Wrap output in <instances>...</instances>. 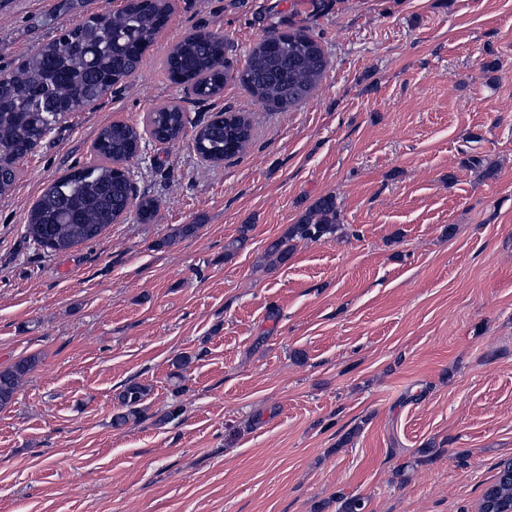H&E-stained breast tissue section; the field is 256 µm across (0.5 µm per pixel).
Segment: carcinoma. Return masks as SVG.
Wrapping results in <instances>:
<instances>
[{
    "label": "carcinoma",
    "mask_w": 512,
    "mask_h": 512,
    "mask_svg": "<svg viewBox=\"0 0 512 512\" xmlns=\"http://www.w3.org/2000/svg\"><path fill=\"white\" fill-rule=\"evenodd\" d=\"M169 15V0H126L113 14L60 26L36 53L0 74V195L18 179L23 158L65 114L83 111L137 71ZM326 67L321 47L305 31L275 32L252 50L235 78L256 102L283 110L307 98ZM164 68L172 82L192 89L197 101L216 98L229 77L224 38L208 31L193 34L172 48ZM187 122L185 109L169 103L149 113L147 127L157 141L174 144L185 136ZM141 139V133L125 123L103 127L93 143L98 162L68 169L47 188L30 211L29 238L46 250L64 252L96 239L121 220L132 193L122 164L137 155ZM252 139L250 115L225 109L195 126L191 145L203 160L218 165L243 154ZM338 229L336 197L322 196L267 246L264 260L281 265L296 242L329 239ZM249 231V225L241 227L224 246V257L246 245ZM38 364L39 357L30 355L0 370V408L13 401ZM150 392L148 385L135 380L125 384L112 426L142 419ZM511 465L512 459L499 463L496 481L481 497L484 501L495 496L502 512H512V476L506 472Z\"/></svg>",
    "instance_id": "obj_1"
}]
</instances>
